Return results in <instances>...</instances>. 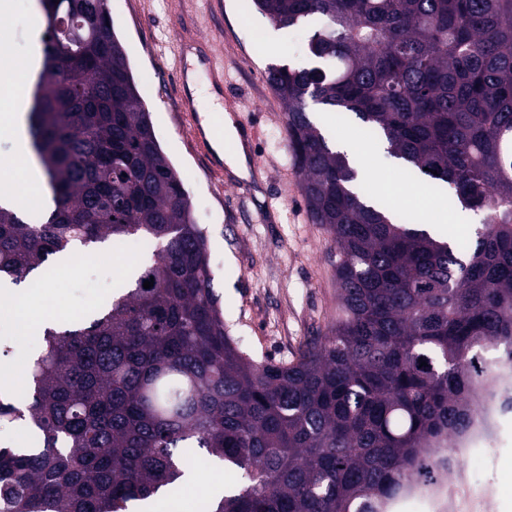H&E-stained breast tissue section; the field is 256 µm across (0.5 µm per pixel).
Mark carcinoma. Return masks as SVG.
I'll return each instance as SVG.
<instances>
[{"instance_id":"cac0c4a2","label":"carcinoma","mask_w":512,"mask_h":512,"mask_svg":"<svg viewBox=\"0 0 512 512\" xmlns=\"http://www.w3.org/2000/svg\"><path fill=\"white\" fill-rule=\"evenodd\" d=\"M29 117L53 209L0 204V282L77 247L154 245L88 324L43 332L0 393V512H134L184 475L179 448L242 470L207 512H384L471 425L490 368L512 375V0H254L306 32L314 63L271 64L311 219L336 245V323L290 361L224 325L190 196L161 150L107 0H42ZM357 120L430 187L483 212L472 253L373 202L329 121ZM154 279L153 287H143ZM426 366H420L421 362Z\"/></svg>"}]
</instances>
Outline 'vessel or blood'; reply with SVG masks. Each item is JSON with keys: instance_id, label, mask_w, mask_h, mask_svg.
<instances>
[{"instance_id": "b4317fda", "label": "vessel or blood", "mask_w": 512, "mask_h": 512, "mask_svg": "<svg viewBox=\"0 0 512 512\" xmlns=\"http://www.w3.org/2000/svg\"><path fill=\"white\" fill-rule=\"evenodd\" d=\"M173 67L183 86L179 106L188 123V133L196 151L209 158L215 179L224 177V160L216 151V140L212 132L203 126L204 102H218L224 98V66L219 63L210 42L182 37L176 42ZM205 72L211 82L209 99H200L194 89L193 75Z\"/></svg>"}]
</instances>
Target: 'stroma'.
I'll return each mask as SVG.
<instances>
[{"label":"stroma","instance_id":"35a3bbf8","mask_svg":"<svg viewBox=\"0 0 512 512\" xmlns=\"http://www.w3.org/2000/svg\"><path fill=\"white\" fill-rule=\"evenodd\" d=\"M40 0H14L0 17V43L15 58L30 49L29 16ZM137 87L150 111L161 148L177 170L194 218L205 231L213 288L230 335L255 360L293 359L310 338L336 320V247L324 228L311 223L288 153L284 109L259 69L272 63H302L293 34L275 28L251 0H108ZM182 28H175V20ZM212 42L224 64L225 85L242 111L253 114L262 134L254 143L256 168L248 177L227 173L215 186L206 160L187 134L179 112L178 85L162 66L179 36ZM356 165L366 186L379 191L391 182L396 206L413 210L415 175L372 141H359ZM132 242L111 244V259L94 257L63 288L70 317L87 319L91 299L111 300L126 279L117 261H128ZM41 336H24L11 313L0 309V371L25 366ZM473 492L483 493L481 512H512V412L501 411L492 445L462 460Z\"/></svg>","mask_w":512,"mask_h":512}]
</instances>
